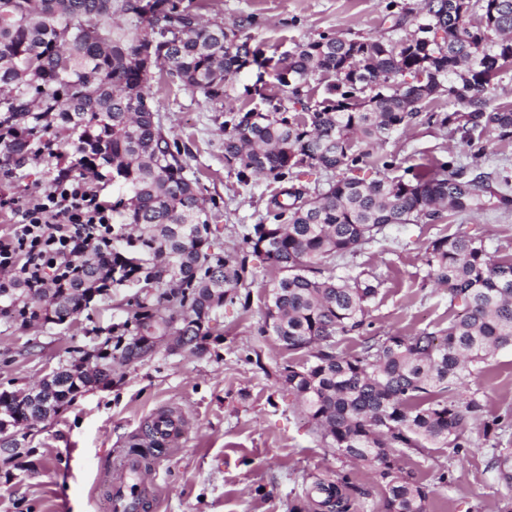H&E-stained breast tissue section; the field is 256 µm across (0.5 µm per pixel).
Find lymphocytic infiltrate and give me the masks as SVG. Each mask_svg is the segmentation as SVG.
Masks as SVG:
<instances>
[{
    "mask_svg": "<svg viewBox=\"0 0 512 512\" xmlns=\"http://www.w3.org/2000/svg\"><path fill=\"white\" fill-rule=\"evenodd\" d=\"M0 209L15 216L10 231L0 235V297L9 299L10 315L21 322L39 313L16 303V290L63 286L77 276L81 257L112 255V211L85 177L54 179L44 194L22 206L1 194Z\"/></svg>",
    "mask_w": 512,
    "mask_h": 512,
    "instance_id": "1",
    "label": "lymphocytic infiltrate"
}]
</instances>
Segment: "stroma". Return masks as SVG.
Here are the masks:
<instances>
[{
	"label": "stroma",
	"mask_w": 512,
	"mask_h": 512,
	"mask_svg": "<svg viewBox=\"0 0 512 512\" xmlns=\"http://www.w3.org/2000/svg\"><path fill=\"white\" fill-rule=\"evenodd\" d=\"M208 18L232 22L252 15L254 42L276 59L295 44L333 32L349 38L408 37L413 23L396 25L382 0H209ZM266 93L280 89L271 68L244 70L232 82L229 98L216 105L183 87H158L154 105L166 131L191 152L192 172L211 204L217 244L233 250L242 225L266 216L276 184L258 178L243 186L224 161L223 110L258 104L249 93L256 79ZM401 168L432 167L456 155L473 173L499 186L512 177V138L491 139L486 155L471 161L450 130L428 121L392 135L384 146ZM57 171L36 160L0 172V192L25 204L42 195ZM454 227L484 241L495 256L512 255V207L492 203L456 216ZM441 227L402 224L356 256L337 260L336 272L379 276L383 285L369 306L375 334L437 330L448 323V291L428 277L423 253ZM251 270L246 302L215 313L214 334L205 353L170 352V338L156 342L152 357L134 362L123 377L78 393L55 415L37 423L12 459L0 457V512H110L95 484L108 483L125 449L148 439L154 413L174 409L186 421L180 446L161 455L153 488L157 512H290L303 502L314 477L339 469L314 433L295 397L278 378L289 354L272 338L258 336L274 271L262 257L248 259ZM142 292L105 288L71 323L39 320L24 324L0 317V391H18L58 368L96 352L123 324ZM470 388L483 391L481 422L470 429L472 445L460 453L449 448L408 450L403 471L429 492L428 512H501L512 491L488 467L494 444L512 446V348L499 350L485 372L472 373ZM500 420L501 441L484 437L483 424Z\"/></svg>",
	"instance_id": "35a3bbf8"
}]
</instances>
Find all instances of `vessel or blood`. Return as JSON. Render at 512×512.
Here are the masks:
<instances>
[{"label":"vessel or blood","instance_id":"b4317fda","mask_svg":"<svg viewBox=\"0 0 512 512\" xmlns=\"http://www.w3.org/2000/svg\"><path fill=\"white\" fill-rule=\"evenodd\" d=\"M152 428L149 440L152 445L162 448L178 444L185 433L181 418L168 410L154 415ZM150 468L141 452L130 450L124 454L117 475L107 485L112 512H144L149 495L147 476Z\"/></svg>","mask_w":512,"mask_h":512}]
</instances>
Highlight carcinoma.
<instances>
[{
  "label": "carcinoma",
  "mask_w": 512,
  "mask_h": 512,
  "mask_svg": "<svg viewBox=\"0 0 512 512\" xmlns=\"http://www.w3.org/2000/svg\"><path fill=\"white\" fill-rule=\"evenodd\" d=\"M142 2L0 0L4 165L33 160L34 140L53 129L69 146L52 156L59 174L109 167L123 189L112 201V263L83 258L69 286L41 292L45 320H75L86 295L115 273L161 289L136 304L123 331L129 339L106 341L93 354L94 371H83L85 356L42 381L41 403L15 391L0 396V410L15 424L45 419L79 389L106 385L152 356L156 336L172 337V352L204 353L212 314L239 298L229 289L248 287L247 258L257 254L278 273L258 335L308 355L279 369L281 383L338 461L374 474L384 512H427V489L402 472L399 456L471 446L468 431L484 400L475 390L461 402L456 392L471 366L512 347V257L495 259L483 241L457 231L430 239L425 263L448 289V326L383 336L367 335L381 281L337 275L336 258L356 255L390 225L479 210L488 195L508 207L509 179L496 190L453 155L400 177L346 173L395 167L380 147L439 93L464 111L431 112L428 121L460 133L472 159L485 155L483 133L512 138V104L494 106L488 97L493 81L512 70V0H425L422 22L404 40L322 33L278 58L274 77L294 111L256 89L263 107L231 109L221 124L224 160L238 182L266 176L282 185L272 223L243 226L232 253L212 250L199 178L188 177V152L164 131L152 83H178L219 103L232 76L271 59L252 45L251 16L226 25L204 18L207 0L193 10L181 0H150L148 12ZM477 2L481 14L472 20ZM407 73L417 81L400 80ZM325 74L334 80L316 100L312 81ZM305 168L335 178L311 189L300 183ZM353 333L365 339L348 354L339 344ZM490 469L512 488V448L494 449ZM309 494L318 512H352L355 495L367 492L338 470Z\"/></svg>",
  "instance_id": "1"
}]
</instances>
